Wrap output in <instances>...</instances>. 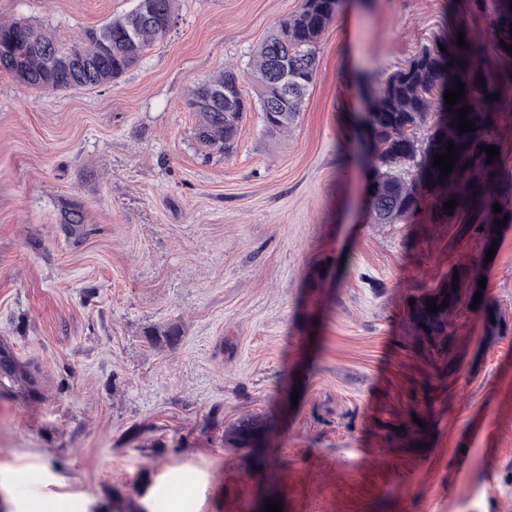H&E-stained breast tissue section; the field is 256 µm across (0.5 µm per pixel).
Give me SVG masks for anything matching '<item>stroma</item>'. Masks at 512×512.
Here are the masks:
<instances>
[{
  "label": "stroma",
  "mask_w": 512,
  "mask_h": 512,
  "mask_svg": "<svg viewBox=\"0 0 512 512\" xmlns=\"http://www.w3.org/2000/svg\"><path fill=\"white\" fill-rule=\"evenodd\" d=\"M304 109L235 151L195 138L185 101L301 0H176L170 33L112 83L49 91L0 71V480L42 474L0 512H512V221L494 258L467 215L375 224L354 133L383 81L438 38L487 63L469 0H351ZM134 0H0L62 41ZM512 182V87L492 129ZM78 206L83 223L61 213ZM484 303L450 317L447 357L412 295L455 270ZM502 326L490 334L487 309ZM265 445L227 439L243 418Z\"/></svg>",
  "instance_id": "obj_1"
}]
</instances>
